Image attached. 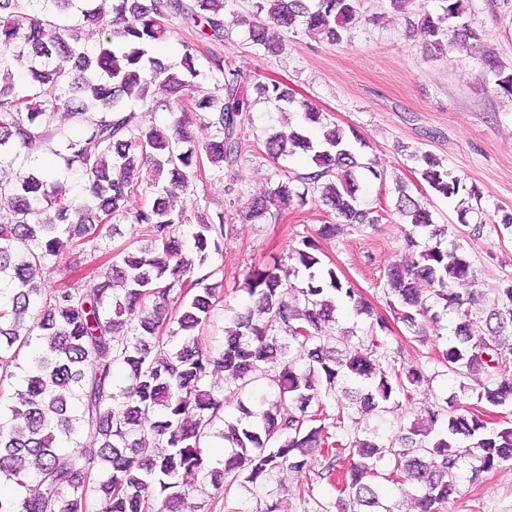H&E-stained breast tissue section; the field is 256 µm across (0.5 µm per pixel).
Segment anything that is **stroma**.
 <instances>
[{"instance_id": "1", "label": "stroma", "mask_w": 512, "mask_h": 512, "mask_svg": "<svg viewBox=\"0 0 512 512\" xmlns=\"http://www.w3.org/2000/svg\"><path fill=\"white\" fill-rule=\"evenodd\" d=\"M256 3L229 0L228 12L243 17L245 23L232 27L227 40L202 47L196 63L200 86L211 90L216 85L218 75L209 69L214 54L260 81L283 82L296 100L312 104L329 121L366 141V154L377 158L386 171L385 181L360 182L361 197L379 215V224L347 227L343 235L321 244L323 261L358 288L375 314L390 320L389 331L380 337L379 354L399 366L419 367L424 375L410 398L365 415V425L387 439L412 421L424 419L437 397L474 403L471 390L460 389L458 380L447 376L438 360L453 325L452 315L442 316L439 335L424 343L417 341L403 324L390 319L385 270L411 258L393 215L395 187L401 182L416 198L431 196L418 174L417 161L418 154L428 152L480 196L478 209L468 213L464 225L455 205L431 197L436 223L447 225L449 239L464 245L475 270L471 285L476 293L475 335L485 332L482 312L492 305L497 288L512 278V227L501 222L503 214H512V97L496 92V76L481 57L484 48H494L502 65L512 69V6L499 0H469L477 37L442 56L409 31L410 23L437 12L436 0H410L403 13L393 12L390 0H362L361 16L342 42L309 35L298 25L285 34L282 51L272 55L249 39L246 22L255 13ZM285 122L276 103H256L252 122L244 130L241 158L194 183L202 208L212 215L223 213L225 223L234 227L222 258L224 305L205 330L204 343L213 350L223 345L224 328L233 312L248 301L238 288L247 267L287 259L302 237L335 218L317 200L288 209L277 220L246 222L229 207L224 194L227 184H234L248 198L268 191L287 172L302 173L308 168V159L298 155L276 161L267 156L263 143L268 133ZM476 222L484 224L485 233L473 241L467 226ZM300 482L289 471L263 485L235 484L227 490L193 476L186 479L196 512H264L267 504L276 501L288 512H322L335 503L337 492L324 480L314 484L311 497L299 499ZM457 485L458 494L449 501L447 512H512V466L477 477L470 467H463Z\"/></svg>"}]
</instances>
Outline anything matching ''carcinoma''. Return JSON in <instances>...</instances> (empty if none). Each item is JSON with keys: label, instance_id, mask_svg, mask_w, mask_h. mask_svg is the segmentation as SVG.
<instances>
[{"label": "carcinoma", "instance_id": "carcinoma-1", "mask_svg": "<svg viewBox=\"0 0 512 512\" xmlns=\"http://www.w3.org/2000/svg\"><path fill=\"white\" fill-rule=\"evenodd\" d=\"M362 0H259L267 20H225L226 0H0V168L21 151L42 146L62 168L30 163L10 180L0 179V383L24 373V383L0 402V512H151L154 489L163 512H194L183 475L217 482L226 476L254 484L284 470L310 471V455L325 461L317 477L340 485L337 512H379L382 482L413 485L419 512H440L457 491L461 449L474 448L489 472L512 459V425L490 429L480 411L456 400L427 411L383 442L358 435L353 408L375 411L397 396L409 397L423 374L380 362L375 319L370 342L352 345L347 334H327L336 303L372 316L358 289L320 257L318 240L334 239L343 224H377L360 207V172L383 180L377 160L365 157L346 131L323 123V113L297 101L280 82H260L221 56L209 58L222 75L223 93L203 92L194 82L205 40L222 41L228 26L248 24L252 43L267 53L281 46L282 29L300 22L305 32L340 42L360 14ZM441 13L426 15L420 30L440 49L477 38L467 21V0H438ZM178 15L196 28L183 40L180 67L152 55L167 36L166 21ZM101 39L85 44V27ZM27 56L28 78L16 82L12 61ZM486 64L497 90L512 95V73L494 56ZM168 94L163 106L173 120L162 129L146 120L156 109L153 87ZM258 99L291 108L298 122L265 140L277 160L302 152L317 171L305 172L242 201L224 189L230 207L246 221L278 217L296 204L320 198L340 220L322 224L291 249L285 266L254 265L240 290L249 304L224 329V346L202 347L201 333L224 302V266L216 262L226 239L224 213L197 209L191 241L180 227L190 222L187 201L171 191L193 192L205 168L224 170L243 151L242 133ZM210 131L199 143L193 125ZM420 176L436 195L479 198L475 187L448 171L430 153L419 156ZM154 169V197L131 208L140 191L138 166ZM395 214L409 247L427 231L433 243L405 265L387 269V304L394 321L414 335L439 329L440 314H455L453 338L440 351L448 372L461 378L481 373L472 391L491 407L512 405V280L496 289L486 311V333L471 331L474 297L455 285L475 280L472 263L457 242L443 244L447 228L404 186ZM54 221L40 220L43 208ZM138 226V253L114 254L95 265L101 281L87 292L77 283L49 287L51 274L69 267L70 252L96 250L116 229L114 220ZM307 279L296 284L299 269ZM214 369L231 378L238 401L235 421L224 420V395L207 384ZM127 382H117V372ZM266 385L260 394L252 384ZM336 402V415L323 400ZM332 420L331 425L324 424ZM224 428L223 468H212L201 444L217 422ZM99 442L97 458L80 439ZM156 451L141 455L143 443ZM392 469L382 474L385 457Z\"/></svg>", "mask_w": 512, "mask_h": 512}]
</instances>
